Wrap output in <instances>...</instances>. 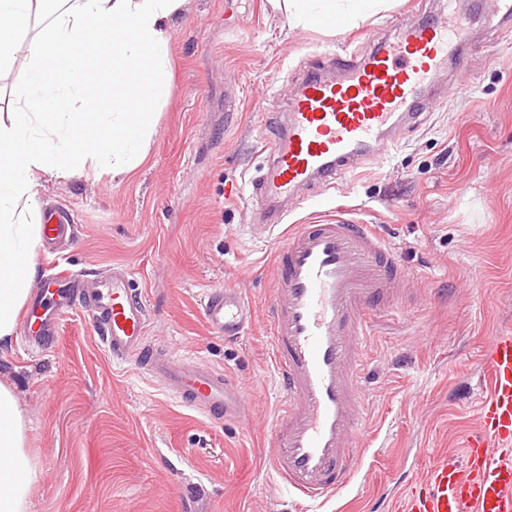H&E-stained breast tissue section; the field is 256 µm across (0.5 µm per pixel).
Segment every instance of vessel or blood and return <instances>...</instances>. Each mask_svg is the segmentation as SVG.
<instances>
[{"instance_id": "1", "label": "vessel or blood", "mask_w": 512, "mask_h": 512, "mask_svg": "<svg viewBox=\"0 0 512 512\" xmlns=\"http://www.w3.org/2000/svg\"><path fill=\"white\" fill-rule=\"evenodd\" d=\"M488 32L512 33V0H493ZM390 35L376 34L363 54L336 55L338 77L307 71L267 144L269 161L251 178L255 215L276 241V288L269 308L270 350L283 402L265 455L277 479L307 504H323L355 477L354 442L364 429V350L375 325L393 315L408 277L396 250L372 224L348 209L315 224L284 225L275 202L303 187L332 188L336 180L395 146L403 126L419 122L437 100V75L464 68L473 29L442 0L434 14L394 18ZM71 219L53 212L42 238L67 235ZM88 314L118 364L131 363L176 403L215 422L242 421L248 412L238 382L199 368L191 356L146 342L149 311L124 266L87 282L61 269L35 288L22 318L29 346L51 349L65 317ZM208 330L236 340L254 311L241 289H211L201 303ZM488 373L479 401L482 426L461 458L435 456L425 486L402 512H512V334L482 350Z\"/></svg>"}]
</instances>
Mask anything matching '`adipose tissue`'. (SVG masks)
Instances as JSON below:
<instances>
[{"label":"adipose tissue","instance_id":"adipose-tissue-1","mask_svg":"<svg viewBox=\"0 0 512 512\" xmlns=\"http://www.w3.org/2000/svg\"><path fill=\"white\" fill-rule=\"evenodd\" d=\"M385 2L269 0L302 28L351 23ZM184 3L0 0V73H17L0 116V348L36 275L39 175L129 173L146 160L169 93L170 23ZM37 468L15 392L0 383V512H29Z\"/></svg>","mask_w":512,"mask_h":512}]
</instances>
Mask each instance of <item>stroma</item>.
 I'll return each mask as SVG.
<instances>
[{
	"instance_id": "obj_1",
	"label": "stroma",
	"mask_w": 512,
	"mask_h": 512,
	"mask_svg": "<svg viewBox=\"0 0 512 512\" xmlns=\"http://www.w3.org/2000/svg\"><path fill=\"white\" fill-rule=\"evenodd\" d=\"M429 0H391L355 25L294 28L267 0H186L172 22L171 91L148 158L133 174L45 175L42 209L70 211L72 244L39 252L92 275L130 267L150 309L147 341L226 371L249 416L217 424L181 408L127 364L113 363L83 310L55 346L0 349L38 458L29 512H300L264 450L281 405L269 351L274 246L252 230L248 182L268 161L260 113L286 103L302 75ZM467 94L440 76V107L402 129L391 156L339 179L326 210L350 209L386 235L409 271L403 313L378 325L365 366L367 433L352 485L312 512H397L428 478L434 453L461 457L480 428L478 353L512 331V37L475 34ZM256 311L240 342L200 313L219 285Z\"/></svg>"
}]
</instances>
